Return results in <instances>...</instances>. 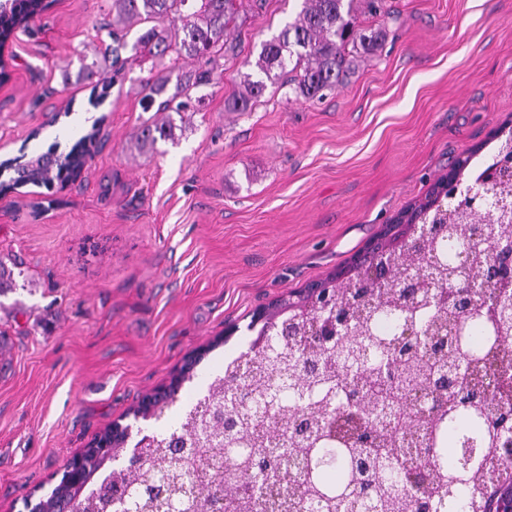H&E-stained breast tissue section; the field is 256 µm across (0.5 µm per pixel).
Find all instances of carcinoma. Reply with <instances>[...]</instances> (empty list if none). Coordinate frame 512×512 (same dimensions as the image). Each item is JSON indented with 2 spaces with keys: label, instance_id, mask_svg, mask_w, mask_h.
<instances>
[{
  "label": "carcinoma",
  "instance_id": "carcinoma-1",
  "mask_svg": "<svg viewBox=\"0 0 512 512\" xmlns=\"http://www.w3.org/2000/svg\"><path fill=\"white\" fill-rule=\"evenodd\" d=\"M354 0H302L294 21L261 44L255 67L258 76H244L245 92L228 102L246 111L262 95L267 82L288 74L298 97L313 99L339 87L347 78L350 50L373 51L386 37L382 29L355 22ZM43 0H10L0 11V37L25 18L45 11ZM115 20L134 18L153 26L133 44L136 53H185L197 58L195 81L178 94L208 84L217 60L234 47L224 34L233 19V0H112ZM174 137L171 123H154L146 138ZM98 131L81 138L61 160L40 156L18 169L7 192L28 182L64 181L83 169L96 149ZM432 200L404 212L399 224H412L429 210ZM475 216L452 212L448 250L438 254L441 272L431 277L425 302L407 312L398 281L370 283L353 292L345 285L330 290L338 312L352 331L332 343L304 339V332L280 343L293 381L276 391L269 403L274 377L268 356L246 355L252 365L248 384L233 372L209 386L202 402L218 411L237 413V439L224 452L211 446L223 432L199 407L180 416L158 446L145 448L143 475L166 479L183 512H209L210 495L224 496L234 512H268L281 505L291 512H418L424 499L432 512H491L500 504L498 488L512 487V460L499 444L501 428L512 426V282L488 287L485 271L494 261L488 244H474L467 257V308L460 307V289L446 285L448 270L457 266L455 242ZM432 247L422 254L394 252L393 265L426 263ZM464 361V374L443 399L444 409L416 405L418 394L431 388L445 359ZM497 386L484 388L472 380L486 368ZM196 449L206 464L198 491L185 485L182 456L169 448L173 437ZM410 468L424 470L429 480L421 488L408 483ZM103 485H94L77 502L79 512L102 507Z\"/></svg>",
  "mask_w": 512,
  "mask_h": 512
}]
</instances>
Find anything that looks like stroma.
<instances>
[{
	"instance_id": "stroma-1",
	"label": "stroma",
	"mask_w": 512,
	"mask_h": 512,
	"mask_svg": "<svg viewBox=\"0 0 512 512\" xmlns=\"http://www.w3.org/2000/svg\"><path fill=\"white\" fill-rule=\"evenodd\" d=\"M381 28L323 99L268 85L246 112L261 44L299 0H236L233 53L192 88L175 140L144 145L147 83L174 93L196 59L130 61L147 25L112 28V0H56L4 54L0 161L62 156L93 123L79 177L0 195V512H26L65 464L185 360L205 357L160 433L203 393L209 372L247 351L254 315L343 274L458 157L491 159L512 128V0H387ZM125 38L119 55L106 54Z\"/></svg>"
}]
</instances>
